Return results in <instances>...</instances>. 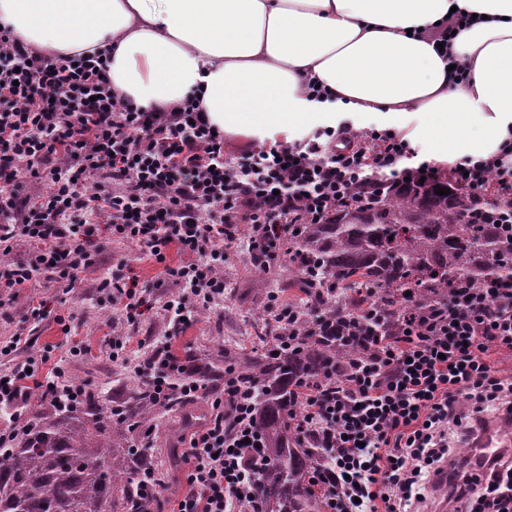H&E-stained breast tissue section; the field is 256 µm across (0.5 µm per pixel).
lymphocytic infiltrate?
I'll return each instance as SVG.
<instances>
[{"instance_id":"lymphocytic-infiltrate-1","label":"lymphocytic infiltrate","mask_w":512,"mask_h":512,"mask_svg":"<svg viewBox=\"0 0 512 512\" xmlns=\"http://www.w3.org/2000/svg\"><path fill=\"white\" fill-rule=\"evenodd\" d=\"M108 61L93 54L59 62L0 30V289L26 287L40 271L74 288L97 266L108 242L134 244L165 266L178 287L165 298L140 285L117 260L101 286L128 319L157 308L173 324L224 299V261L242 227L265 268L288 255L301 224H322L373 173L434 182L433 168L401 167L408 145L397 135L343 131L347 142L307 141L224 157L198 98L169 112L142 109L112 93ZM339 140V141H340ZM473 192L495 186L512 202V160L450 167ZM23 259L14 254L29 243ZM177 247L186 260L166 265ZM396 336L328 375L300 382L294 426L321 461L307 477L322 512H410L423 489L447 473L462 512H512V448L460 462L455 444L473 439L489 412L512 413V376L493 371L490 352L512 353V285L458 286L446 305L420 311L399 304ZM133 372L165 390L196 391L194 371L158 350ZM247 382L215 397L207 425L183 438L184 484L177 512H261L262 461ZM83 385L54 372L33 381L26 364L0 377V404L13 406L0 430L6 455L29 424L32 398L76 409Z\"/></svg>"}]
</instances>
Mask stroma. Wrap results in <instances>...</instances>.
<instances>
[{
  "instance_id": "35a3bbf8",
  "label": "stroma",
  "mask_w": 512,
  "mask_h": 512,
  "mask_svg": "<svg viewBox=\"0 0 512 512\" xmlns=\"http://www.w3.org/2000/svg\"><path fill=\"white\" fill-rule=\"evenodd\" d=\"M124 258L130 273L140 282H161L162 293L174 292L172 282L164 281V265L176 266L184 256L170 249L165 263L143 254L128 243L112 242L101 264L80 273L75 288L64 290L60 283L37 277L32 284L21 289L18 296L0 294V338L24 331L31 343L22 352L40 380L50 379L54 367H61L73 380L112 390L117 385L123 367L112 360L109 343L113 338H129L131 344H149L169 341L173 353L186 347L213 348L224 344L232 348L245 345L265 349L257 338L254 314L267 307L271 296L288 300L292 291L288 287V268L279 266L264 274L252 267L247 248H239L224 266V300L205 314L192 319L180 329H173L161 312L153 310L135 320H127L120 304L109 301V293L101 283L112 272V262ZM46 297L54 303V316L34 321L27 312L32 298ZM65 316L71 327L63 333L56 316ZM80 344L85 352L70 356L72 344Z\"/></svg>"
}]
</instances>
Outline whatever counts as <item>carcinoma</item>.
<instances>
[{"mask_svg":"<svg viewBox=\"0 0 512 512\" xmlns=\"http://www.w3.org/2000/svg\"><path fill=\"white\" fill-rule=\"evenodd\" d=\"M438 187L450 194L435 193ZM504 213L498 202L448 180L381 182L371 201L338 205L327 223L303 224L288 241L298 258L288 286L302 297L290 322L272 327L281 336L276 348L184 353L198 367L199 394L220 393L229 376L254 389L259 453L267 462L258 478L263 512H318L306 482L318 456L299 447L288 421L296 383L367 353L370 337L392 335V305L405 288L423 307L447 300L460 281L478 288L512 283V223ZM371 308L377 315L368 318ZM120 391L113 405L104 390L90 389L77 412L56 406L32 414L22 440L0 458V512H153L157 501L140 487L144 473H160L152 435L193 397L175 387L160 399L135 375Z\"/></svg>","mask_w":512,"mask_h":512,"instance_id":"carcinoma-1","label":"carcinoma"}]
</instances>
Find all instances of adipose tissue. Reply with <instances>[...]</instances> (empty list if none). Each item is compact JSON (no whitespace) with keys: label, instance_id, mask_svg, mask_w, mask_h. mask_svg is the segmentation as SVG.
I'll list each match as a JSON object with an SVG mask.
<instances>
[{"label":"adipose tissue","instance_id":"obj_1","mask_svg":"<svg viewBox=\"0 0 512 512\" xmlns=\"http://www.w3.org/2000/svg\"><path fill=\"white\" fill-rule=\"evenodd\" d=\"M0 25L56 57L111 49L118 97L200 92L212 125L266 148L348 122L442 168L512 150V0H0Z\"/></svg>","mask_w":512,"mask_h":512}]
</instances>
